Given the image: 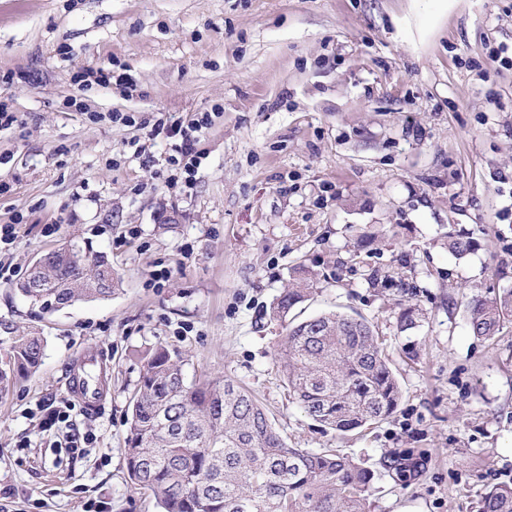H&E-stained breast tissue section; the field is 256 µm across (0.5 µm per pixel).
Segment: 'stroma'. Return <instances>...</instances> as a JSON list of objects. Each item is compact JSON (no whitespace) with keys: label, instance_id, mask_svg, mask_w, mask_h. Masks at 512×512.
I'll use <instances>...</instances> for the list:
<instances>
[{"label":"stroma","instance_id":"obj_1","mask_svg":"<svg viewBox=\"0 0 512 512\" xmlns=\"http://www.w3.org/2000/svg\"><path fill=\"white\" fill-rule=\"evenodd\" d=\"M503 45L512 59V0H0V103L18 117L0 131V224L18 227L0 263L21 272L74 241L119 277L111 297L52 313L0 279V322L46 341L0 395V512H155L124 448L158 346L187 357V377L248 389L289 447L370 470V512H477L512 484V324L481 340L467 311L512 289V62L490 59ZM99 68L112 84L80 82ZM160 112L211 115L183 193L141 128ZM452 234L470 252L451 254ZM299 265L318 282L296 315L366 318L401 388L393 415L343 439L274 363L287 323L270 307ZM410 301L425 317L403 333ZM90 347L109 397L96 413L72 402L92 436L77 455L41 422ZM392 456L416 475L400 480Z\"/></svg>","mask_w":512,"mask_h":512}]
</instances>
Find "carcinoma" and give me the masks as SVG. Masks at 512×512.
<instances>
[{
	"mask_svg": "<svg viewBox=\"0 0 512 512\" xmlns=\"http://www.w3.org/2000/svg\"><path fill=\"white\" fill-rule=\"evenodd\" d=\"M315 282L307 268L271 306L280 319L304 302ZM17 291L31 305L58 311L116 291L107 255L59 249L27 268ZM423 312L409 304L400 331L420 327ZM512 322V289L475 297L473 336L491 340ZM0 394L42 363L44 340L34 331L4 327ZM276 366L289 396L316 422L345 435L391 416L399 382L373 325L328 312L288 323ZM177 350L154 349L129 405L125 460L130 482L154 500L157 512H369L371 473L332 449L290 448L250 391L227 379L184 374ZM478 512H512V484L484 494Z\"/></svg>",
	"mask_w": 512,
	"mask_h": 512,
	"instance_id": "obj_1",
	"label": "carcinoma"
}]
</instances>
